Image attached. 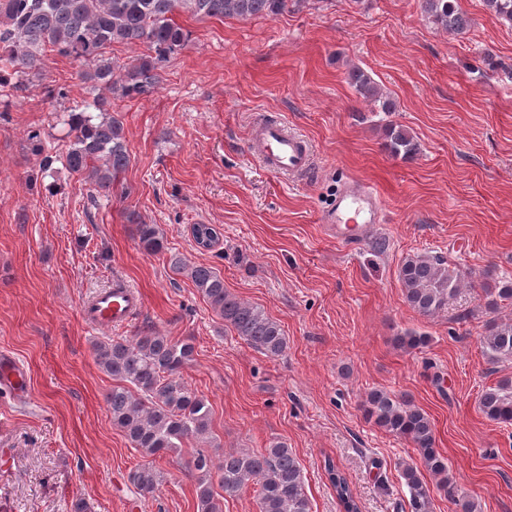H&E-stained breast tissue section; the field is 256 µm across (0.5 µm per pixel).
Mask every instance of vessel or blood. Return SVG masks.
Here are the masks:
<instances>
[{"label": "vessel or blood", "mask_w": 512, "mask_h": 512, "mask_svg": "<svg viewBox=\"0 0 512 512\" xmlns=\"http://www.w3.org/2000/svg\"><path fill=\"white\" fill-rule=\"evenodd\" d=\"M254 149L265 165L278 174L299 175L311 166L305 140L278 123L263 125ZM382 221L383 204L378 194L356 183L344 185L322 216L330 235L345 245L369 239ZM142 304L140 295L126 287L116 293H95L84 303L81 312L88 326L112 329L125 325ZM0 390L16 398L28 395L30 390L27 369L7 354L0 355Z\"/></svg>", "instance_id": "b4317fda"}]
</instances>
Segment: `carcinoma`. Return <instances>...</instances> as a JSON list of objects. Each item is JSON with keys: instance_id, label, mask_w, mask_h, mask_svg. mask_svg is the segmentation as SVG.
Instances as JSON below:
<instances>
[{"instance_id": "carcinoma-1", "label": "carcinoma", "mask_w": 512, "mask_h": 512, "mask_svg": "<svg viewBox=\"0 0 512 512\" xmlns=\"http://www.w3.org/2000/svg\"><path fill=\"white\" fill-rule=\"evenodd\" d=\"M496 17L512 22V0H483ZM288 0H0V84L3 73H26L41 68L50 51L84 67L82 77L122 95L138 97L150 92L155 71L181 50L188 32L173 20L184 12L199 18L248 19L277 14ZM426 16L437 28L461 32L468 18L456 0H421ZM119 43L145 47L122 73L115 74L107 48ZM348 81L360 96L371 100L376 111L394 112L396 103L363 70L354 67ZM94 116L85 110L68 113L72 139L60 161L73 174L108 193L131 158L122 122L96 97ZM384 148L391 155L411 158L417 145L410 133L391 125ZM138 246L146 253L166 249L155 224L134 225ZM173 268L190 278L212 311L247 344L270 357L281 356L288 338L279 321L257 304L244 301L224 286V277L206 265L189 266L170 257ZM399 280L406 304L425 317L448 309L466 278L438 255H409L401 263ZM481 349L492 362L512 361V323L495 318L487 322ZM97 365L112 377L106 404L112 424L132 447L147 457H162L182 447L190 438L205 441L211 431V407L204 395L192 389L183 371L194 360L189 338L174 339L147 329L131 338H109L94 344ZM481 412L491 421L512 425V376L482 389ZM364 417L378 429L401 438L416 449L426 470L440 478V487L456 512H475V502L449 477L447 459L436 446L428 415L407 397L383 390L368 392L361 402ZM189 469L196 481V512H224V500L236 497L250 484L257 486L259 512H312L302 468L285 441H273L260 452L231 451L221 461L202 450L193 453ZM324 474L336 493L341 512H361L345 474L333 459H324ZM164 474L144 465L131 471L130 483L147 499ZM401 478L410 493L411 512H430V490L415 464L407 463Z\"/></svg>"}]
</instances>
